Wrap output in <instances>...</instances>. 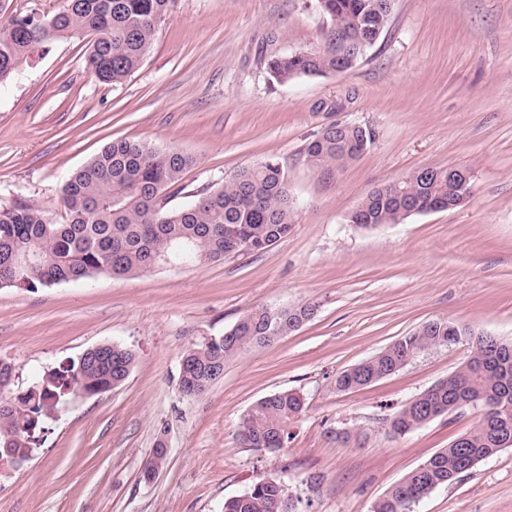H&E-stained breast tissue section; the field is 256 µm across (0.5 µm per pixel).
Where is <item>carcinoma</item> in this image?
Wrapping results in <instances>:
<instances>
[{"label": "carcinoma", "instance_id": "cac0c4a2", "mask_svg": "<svg viewBox=\"0 0 512 512\" xmlns=\"http://www.w3.org/2000/svg\"><path fill=\"white\" fill-rule=\"evenodd\" d=\"M330 23L319 52H292L271 59V82L287 84L301 76H326L352 68L372 40L353 41L359 32L378 39L388 26L393 0H314ZM174 0H62L51 15H11L0 23V81L14 75L33 49L60 38L88 40L86 68L98 80L123 84L152 46L156 30L171 13ZM368 148L362 133L343 122L331 124L306 145L309 165L324 173L340 171ZM193 156L177 149L157 150L130 140L108 143L61 187L66 222L57 224L29 205L0 209V288H26L84 281L98 275H127L152 270L159 259L169 265L217 262L238 254L237 244L260 253L287 236L293 226L288 177L272 160L245 167L221 187L169 211L154 203L155 191H173ZM456 187L448 172H415L371 190L350 222L361 227L400 224L418 212L448 209ZM316 305L271 309L255 307L224 335L193 344L181 355L180 384L200 396L214 384L216 363L273 344L304 321ZM467 343L466 361L417 394L386 419L387 433L401 437L432 420L473 408L479 420L389 487L371 512H413L412 506L435 489L471 471L479 462L512 448V342L476 332L447 319L429 320L372 357L336 374V391L369 386L400 370L418 354ZM135 354L108 344L89 357L46 373L25 392L0 405V448L37 446L52 413L72 398L124 382ZM305 411L303 398L280 390L258 399L243 415L238 436L257 452L285 447L289 427ZM224 512H296L295 501L277 481H256L224 500Z\"/></svg>", "mask_w": 512, "mask_h": 512}]
</instances>
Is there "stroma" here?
<instances>
[{"label": "stroma", "mask_w": 512, "mask_h": 512, "mask_svg": "<svg viewBox=\"0 0 512 512\" xmlns=\"http://www.w3.org/2000/svg\"><path fill=\"white\" fill-rule=\"evenodd\" d=\"M306 2L176 0L121 85L88 72V44L75 38L36 49L0 83V208L29 204L63 221L61 185L115 139L195 157L169 207L270 157L295 203L291 232L261 253L0 288V360L15 367L14 391L99 344L136 355L121 386L71 401L31 460L0 468V512H222L266 477L298 497V512H371L477 422L467 410L401 438L386 432L396 408L465 360L464 345L425 351L355 391H336L334 378L436 318L512 340V0H394L353 68L272 83L273 57L327 43L326 19ZM339 120L367 127L373 142L344 169L316 172L305 146ZM424 167L469 169V196L399 224L349 222L369 191ZM305 302L318 309L303 326L226 363L205 394L180 393L190 345L251 308ZM285 389L306 403L287 446L243 447V414ZM344 427L360 439L333 440ZM162 439L167 462L144 482ZM414 512H512V449Z\"/></svg>", "instance_id": "35a3bbf8"}]
</instances>
